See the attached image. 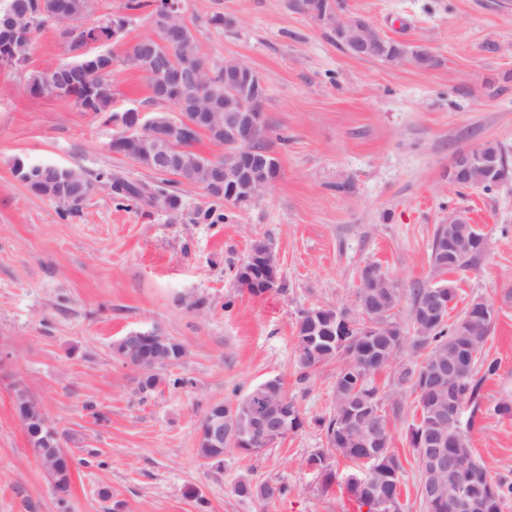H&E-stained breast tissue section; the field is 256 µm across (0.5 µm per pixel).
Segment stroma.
<instances>
[{"label":"stroma","instance_id":"35a3bbf8","mask_svg":"<svg viewBox=\"0 0 512 512\" xmlns=\"http://www.w3.org/2000/svg\"><path fill=\"white\" fill-rule=\"evenodd\" d=\"M300 0H183L207 58L234 57L268 83L266 140L276 182L249 204H213L178 187L177 207L134 205L99 188L62 212L14 172L29 159L89 179L162 177L112 152L108 115L32 95L22 70L0 65V512H359L340 488L321 491L309 457L325 448L335 364L300 379L301 311L355 310L358 272L375 262L402 288L431 277V243L451 211L486 237L481 265L457 282V306L483 299L496 319L484 348L499 364L482 388L471 448L512 482V178L492 193L448 183L461 150L492 141L512 156V0H341L384 37L428 51L430 67L360 58L298 7ZM221 14L233 28L210 19ZM27 67L64 59L60 27L25 52ZM117 111H156L145 74L118 62ZM271 242L278 286L255 295L236 269L253 240ZM158 327L186 355L160 369L162 385L112 353L134 329ZM186 378L180 389L169 377ZM280 377L302 425L258 456L197 454L207 408ZM42 407L74 459L59 504L17 420V391ZM416 396L393 425L403 472L398 512H424L407 439ZM281 482L265 503L237 495L239 478Z\"/></svg>","mask_w":512,"mask_h":512}]
</instances>
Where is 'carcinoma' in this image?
<instances>
[{"label": "carcinoma", "mask_w": 512, "mask_h": 512, "mask_svg": "<svg viewBox=\"0 0 512 512\" xmlns=\"http://www.w3.org/2000/svg\"><path fill=\"white\" fill-rule=\"evenodd\" d=\"M12 2L17 9L36 3L43 14L50 16L55 13L58 0ZM143 8L149 9L148 18L151 19L154 33L170 26L182 30L179 52L183 59L197 64L206 61L186 19L172 18L162 13L159 0H127L125 14L103 19V31L112 29L114 24L126 27L135 12ZM403 50V45L387 39L381 51L370 53L368 57L393 63ZM26 84L31 94L67 100L81 112L90 110L105 114L112 111V85L105 77L87 74L72 84L53 86L47 83L45 73L30 70L26 74ZM202 98L224 106V74H215L204 85L184 83L164 103L174 107L183 118ZM198 136L197 131L179 134L171 143L173 153L190 162L207 160L193 148ZM67 171L66 167L60 169L57 186L62 192L70 194L72 204L77 206L89 196V187L94 182L88 179L72 182L68 179ZM99 182L128 201L144 203L148 196L156 195L163 199L166 207L174 208L178 204V197L165 188L131 183L110 174L101 175ZM462 185L480 188L486 193L496 188V185L486 181L484 171L478 167L470 170L469 178L462 181ZM446 237L448 225H438L431 248L434 275L455 273L464 276L477 269L484 254V235L478 234L473 245L458 252L450 251L444 256L440 253L439 242ZM430 287L432 282L423 281L405 290L393 280L384 287L358 289L357 314L351 316V326L347 330L336 327L334 336L314 333L313 324L335 321L338 313L347 314L349 310L313 307L301 312L296 333L297 368L301 378H307L325 363L336 362L333 412L329 418L320 421L326 437L335 439V446L312 454L309 463L318 471L322 491L326 492L341 483L358 507L367 508V512H395L401 494L403 467L392 451L391 422L402 413L403 396L409 391L417 398L416 413L409 426L410 447L419 455L428 436H436L448 456L460 464L459 478L475 500L476 507L472 512H501L504 484L493 479L488 468L474 458L471 450L469 430L473 418L454 427L439 422L438 409L448 404V387H428V374L432 368L453 361L461 348L467 346L470 357L468 369L463 375L450 379L449 383L455 388L462 408H471L473 414L479 410L482 387L499 369L497 361L483 355L495 316L489 312L478 313L479 304L474 302L453 321L445 315L435 322H419L414 313L425 302ZM406 296L410 305L408 322L403 325L398 313ZM390 366L394 367L390 388L382 390L375 383V375ZM162 367V362L146 369L134 367L141 374V391H152L161 383L162 378L157 370ZM234 405L237 406L236 416L234 422L224 429V447L206 448L198 445V455L202 459L224 457L226 449L236 440L237 433L250 426L252 414L259 408L288 416L290 431L301 426L299 413L294 403L288 400L284 383L277 377L254 385L241 396L236 394L224 400V406L230 408ZM371 432L380 434V441L375 447L365 446L366 435ZM28 443L43 468L51 466L55 459L62 461L52 479L65 485L71 484L73 460L63 451L59 440L47 436L43 431L37 436L28 437ZM333 454L352 460L357 469L338 475L329 462V456ZM436 485L435 498H422L425 512H448V475H438ZM236 491L241 496L270 503L284 497L288 487L277 482L254 483L242 478L236 485Z\"/></svg>", "instance_id": "carcinoma-1"}]
</instances>
